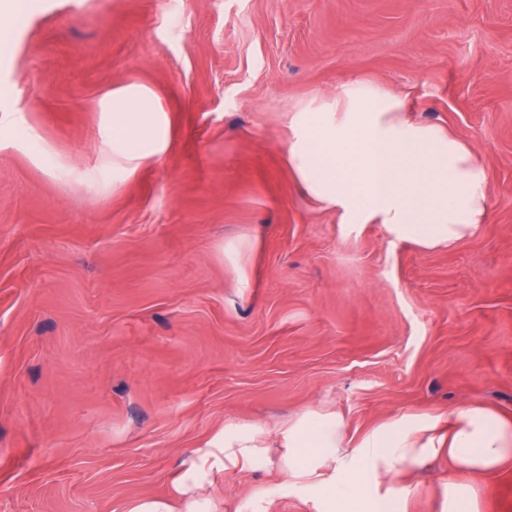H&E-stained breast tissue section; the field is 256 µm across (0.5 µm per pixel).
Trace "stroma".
Returning <instances> with one entry per match:
<instances>
[{
	"label": "stroma",
	"mask_w": 512,
	"mask_h": 512,
	"mask_svg": "<svg viewBox=\"0 0 512 512\" xmlns=\"http://www.w3.org/2000/svg\"><path fill=\"white\" fill-rule=\"evenodd\" d=\"M0 61V512L169 498L225 425L307 411L512 416V0H23ZM353 81L470 142L487 224L422 249L344 224L288 116ZM171 144L112 170L113 91ZM216 512H321L274 467Z\"/></svg>",
	"instance_id": "obj_1"
}]
</instances>
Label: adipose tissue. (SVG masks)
<instances>
[{"mask_svg":"<svg viewBox=\"0 0 512 512\" xmlns=\"http://www.w3.org/2000/svg\"><path fill=\"white\" fill-rule=\"evenodd\" d=\"M112 165L127 173L159 157L169 124L136 87L112 95ZM288 165L303 193L347 224H381L420 248L451 246L490 216L487 169L462 138L413 120L405 100L360 82L335 104L289 119ZM263 430L225 428L222 443L197 451L176 480L177 502L132 501L127 512H215L200 496L214 472L277 464L289 482L328 484V512H408V470L442 458L451 475L438 512H482L479 478L512 468V419L483 406L402 415L350 437L341 415L307 412L289 421L271 456ZM312 449L301 460L300 449Z\"/></svg>","mask_w":512,"mask_h":512,"instance_id":"obj_1","label":"adipose tissue"}]
</instances>
